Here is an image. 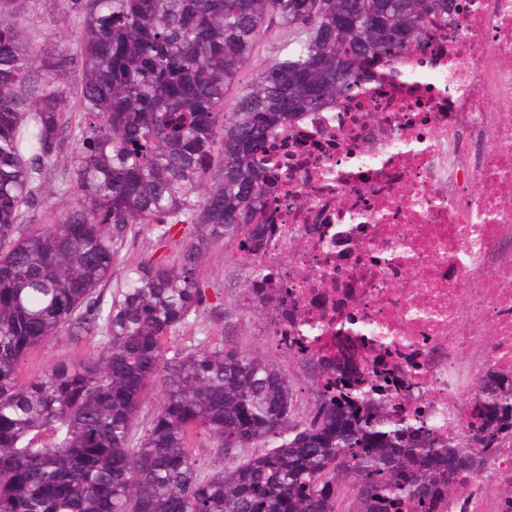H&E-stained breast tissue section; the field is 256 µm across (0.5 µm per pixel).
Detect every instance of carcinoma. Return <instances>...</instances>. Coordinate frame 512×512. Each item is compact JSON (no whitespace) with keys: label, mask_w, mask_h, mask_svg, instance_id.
<instances>
[{"label":"carcinoma","mask_w":512,"mask_h":512,"mask_svg":"<svg viewBox=\"0 0 512 512\" xmlns=\"http://www.w3.org/2000/svg\"><path fill=\"white\" fill-rule=\"evenodd\" d=\"M74 33L40 55L0 17V512H436L462 472L512 438V383L480 378L475 421L443 436L402 414L381 385L348 377L356 349L288 356L307 367L301 401L274 360L226 335L172 346L208 309L197 270L222 240L252 259L254 297L276 225L259 152L305 112L392 80L411 42L454 0H63ZM288 41L246 84L261 33ZM81 72L74 87L69 71ZM237 87L232 111L224 95ZM79 113L74 206L31 227L37 183ZM132 224L160 238L191 226L169 263L142 261L104 301ZM97 354L19 379L26 354L65 335ZM157 411L138 430L145 391ZM210 446L213 464L193 454Z\"/></svg>","instance_id":"carcinoma-1"}]
</instances>
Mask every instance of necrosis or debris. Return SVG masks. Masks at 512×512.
Returning <instances> with one entry per match:
<instances>
[{"mask_svg":"<svg viewBox=\"0 0 512 512\" xmlns=\"http://www.w3.org/2000/svg\"><path fill=\"white\" fill-rule=\"evenodd\" d=\"M409 54L420 79L374 75L367 92L304 113L266 145L282 228L256 297L287 350L335 347L354 321L403 413L446 436L476 414V379L512 380V0H456ZM460 512H504L478 474Z\"/></svg>","mask_w":512,"mask_h":512,"instance_id":"obj_1","label":"necrosis or debris"}]
</instances>
